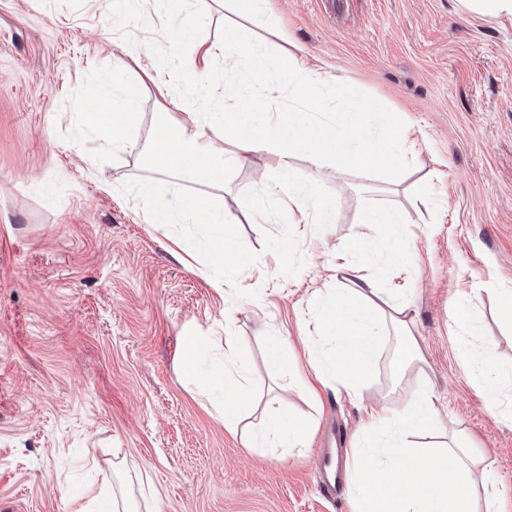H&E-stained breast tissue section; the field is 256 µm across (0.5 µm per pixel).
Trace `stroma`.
I'll return each instance as SVG.
<instances>
[{
	"instance_id": "1",
	"label": "stroma",
	"mask_w": 512,
	"mask_h": 512,
	"mask_svg": "<svg viewBox=\"0 0 512 512\" xmlns=\"http://www.w3.org/2000/svg\"><path fill=\"white\" fill-rule=\"evenodd\" d=\"M106 3L0 0V512H69L100 483L112 512H353L350 497H322L315 443L250 449L225 429L216 398L185 375L181 345L199 336L209 367L233 352L253 398L242 432L260 433L277 409L316 432L331 414L355 447L369 408H399L419 381L396 376L390 336L358 398L322 386L310 399L308 299L344 286L347 266L407 304L444 427L482 452L512 512V423L457 360L451 307L469 295V340L512 365L492 291L512 288V17L457 0H269L270 18L257 19L238 0H187V13L129 20ZM188 13L207 41L236 27L273 60L342 78L374 128L400 115L414 131L402 180L325 162L315 190L335 222L291 224L255 176L267 155L248 156L221 189L144 168L159 118H177L184 94L160 93L147 54ZM117 83L138 84L141 120L114 153L77 114ZM146 182L160 206L174 186L223 206L226 242L250 257L224 290L208 274L206 225L144 222ZM371 204L409 214L407 260L389 262L384 230L361 223ZM275 342L288 368L269 364Z\"/></svg>"
}]
</instances>
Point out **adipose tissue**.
I'll return each instance as SVG.
<instances>
[{
    "mask_svg": "<svg viewBox=\"0 0 512 512\" xmlns=\"http://www.w3.org/2000/svg\"><path fill=\"white\" fill-rule=\"evenodd\" d=\"M191 26L168 34L165 54L154 56L150 70L155 83H162L172 62L181 72L190 74L195 85L208 90L212 79L210 60L218 55L232 64H244L240 85L243 93L238 106L226 107L207 101L199 109L186 104L176 122L161 121L153 147L145 153L146 167L170 172L213 187H223L228 168L247 155L262 151L270 158L262 186L267 196H279L284 182L293 173L296 152L306 153L315 165L308 179L299 183L288 210L292 224H331L335 212L331 205L313 193L320 179L319 169L327 156L347 167L384 169L390 180H397L407 164L404 146L410 138L409 127L398 115H388L383 132H373L368 123L370 105L350 96L344 83L303 65L284 66L262 53L241 30L228 28L218 44L197 43L191 56H184V41ZM300 95L303 108L273 112L269 106L285 93ZM335 98L337 113L325 117L324 102ZM140 91L132 85L112 94H101L85 108L80 119L100 145L124 150L137 130L141 114ZM222 132L235 151L226 154L212 145L214 132ZM157 224H205L214 239H222L228 217L223 208L187 196L174 203L147 211ZM362 223L386 228L383 249L388 260H401L407 245L401 235L408 215L398 209H367ZM345 287L333 294H312L309 304L317 314L315 327L320 337L319 362L315 379L320 384L336 383L349 395H357L362 382L374 369L378 352L389 328L400 338L392 357L398 374L420 366L422 357L403 307L384 312L375 302L378 293L371 279L348 268ZM184 372L206 390L224 395V425L236 430L242 409L250 401L248 386L237 377V364L225 356L224 371L217 374L199 367L203 357L198 338H182ZM458 360L473 369V381L484 391L489 411L512 421V403L504 393L512 389V369L489 376L483 358L466 337L456 344ZM435 396L421 387L407 393L398 414L382 416L369 411V431L352 449L348 459L351 496L355 512H503L501 491L487 473L481 472V456L459 433L432 448L406 444L412 433L437 431ZM301 422L285 413L270 417L263 434L248 440L251 448L304 446Z\"/></svg>",
    "mask_w": 512,
    "mask_h": 512,
    "instance_id": "1",
    "label": "adipose tissue"
}]
</instances>
